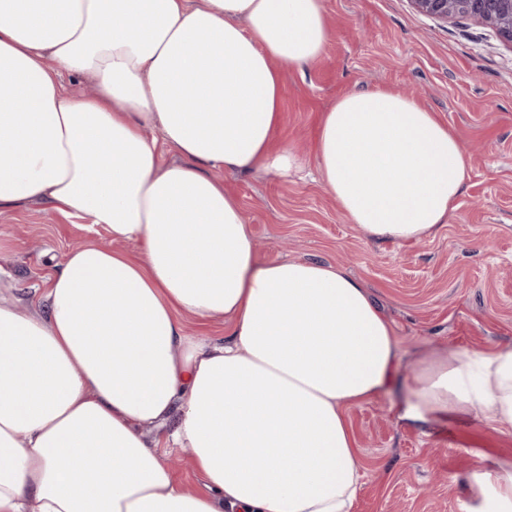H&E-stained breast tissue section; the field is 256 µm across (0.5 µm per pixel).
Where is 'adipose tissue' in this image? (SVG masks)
I'll use <instances>...</instances> for the list:
<instances>
[{"label":"adipose tissue","instance_id":"obj_1","mask_svg":"<svg viewBox=\"0 0 512 512\" xmlns=\"http://www.w3.org/2000/svg\"><path fill=\"white\" fill-rule=\"evenodd\" d=\"M329 36L323 0H0V211L48 204L139 247L70 251L37 314L0 289V512H352L345 410L387 390L399 342L342 268L260 263L212 174L301 170L273 145L280 68ZM315 155L348 221L393 242L448 223L471 171L446 123L385 87L338 98ZM185 315L231 333L187 335ZM403 386L399 421L512 424V347L423 355ZM165 424L203 491L150 447ZM466 484L472 512H512V466Z\"/></svg>","mask_w":512,"mask_h":512}]
</instances>
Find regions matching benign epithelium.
<instances>
[{
	"mask_svg": "<svg viewBox=\"0 0 512 512\" xmlns=\"http://www.w3.org/2000/svg\"><path fill=\"white\" fill-rule=\"evenodd\" d=\"M413 8L431 18L470 19L491 28L512 45V0H410Z\"/></svg>",
	"mask_w": 512,
	"mask_h": 512,
	"instance_id": "obj_1",
	"label": "benign epithelium"
}]
</instances>
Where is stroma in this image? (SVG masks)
I'll return each mask as SVG.
<instances>
[{
    "instance_id": "obj_1",
    "label": "stroma",
    "mask_w": 512,
    "mask_h": 512,
    "mask_svg": "<svg viewBox=\"0 0 512 512\" xmlns=\"http://www.w3.org/2000/svg\"><path fill=\"white\" fill-rule=\"evenodd\" d=\"M330 28L304 69L283 67L276 144L300 176L224 173L262 263L302 259L344 268L369 290L399 340L400 377L423 350L488 353L512 346V49L468 19L443 23L409 0H323ZM409 90L445 121L471 158L449 224L418 242L367 238L347 222L317 172L324 112L354 90ZM111 244L100 226L48 206L0 212V267L22 307L36 310L48 278L79 245ZM399 390L346 410L363 478L353 512H468L464 478L512 460V425L473 413L431 430L400 422ZM178 485L202 490L188 453L148 433Z\"/></svg>"
}]
</instances>
